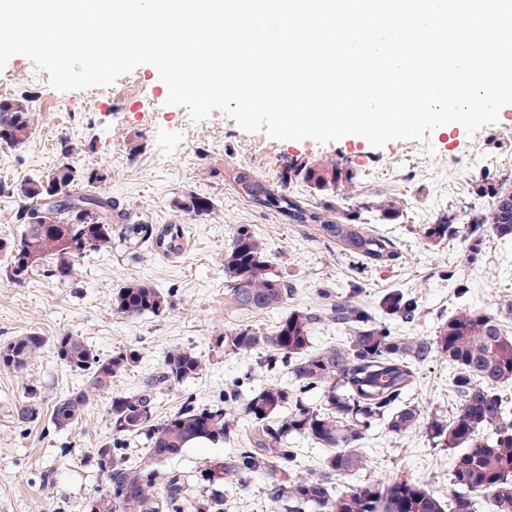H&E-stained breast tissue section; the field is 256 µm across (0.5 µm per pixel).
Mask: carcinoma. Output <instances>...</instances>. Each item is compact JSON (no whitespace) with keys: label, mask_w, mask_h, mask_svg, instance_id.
Here are the masks:
<instances>
[{"label":"carcinoma","mask_w":512,"mask_h":512,"mask_svg":"<svg viewBox=\"0 0 512 512\" xmlns=\"http://www.w3.org/2000/svg\"><path fill=\"white\" fill-rule=\"evenodd\" d=\"M33 113L29 98L0 99V145L19 147L32 134ZM80 147L68 139L60 143L62 160L44 176L28 179L11 189L16 199L15 222L23 225L19 238L5 253L6 281L24 283L40 266L57 280H69L79 261L112 245V225L124 224L125 241L145 243L158 253L176 252L184 228L168 224L158 228L117 206L101 195L108 173L81 169L74 162ZM300 179L317 191L339 190L351 181L339 162L296 161L286 180ZM236 181L258 207L279 214L289 224H314L321 236L336 242L343 254L372 264H387L399 256L396 243L371 233L346 217L333 218L285 190L273 191L251 170L241 167ZM512 190L492 188L493 202L485 213L472 218L469 236L477 254L487 232L512 239ZM57 197L52 208L43 201ZM186 215L211 210L210 198L186 194L174 201ZM458 233L453 218L446 216L424 228L425 237L441 243ZM224 282L230 303L237 311L263 312L280 308L291 285L270 258L265 243L246 225L238 227L224 248ZM112 310L128 317L159 316L171 306L168 296L148 282L131 281L112 295ZM379 309L389 319L412 320L418 311L415 297L401 290L387 292ZM345 325L347 344L311 349L312 325L320 320ZM47 343L38 332L17 336L0 346V367L20 373ZM226 352L259 351L263 365L272 370L288 368L295 388L271 383L254 391L241 406L252 432L245 448H237L224 460L194 474L170 467L184 448L201 439L229 441L233 419L226 405L237 401L236 387L224 391V404L200 408L186 401L171 416H153L155 395L194 377L202 368L188 348L168 351L155 375L135 392L112 395L109 418L112 440L95 449L96 464L106 482L99 499L112 503L111 512H224V499L193 494V485L218 481L230 485L248 474L268 475L267 494L285 512H477L483 502L487 512H512V407L504 388L512 384V336L498 314L463 308L439 327L433 339H402L392 335L365 307L345 299L318 313L294 309L267 332L249 325L226 328L215 339ZM57 358L85 377V385L57 398L50 421L64 430L78 426L94 396L112 387V378L137 361L134 350L108 357L94 354L84 339L64 333L52 339ZM443 356L454 369L453 388L460 399L449 419L434 417L427 423L432 438L459 453L453 455L449 482L452 497L443 502L410 479L369 482L335 494V480L364 466L358 443L374 422L394 432L419 423L420 411L402 403L415 380L414 366ZM321 391L320 407L304 402L302 394ZM288 415L283 416V409ZM41 415L34 403L19 406L17 420L34 423ZM302 435L320 448H333L317 476L295 473L298 453L286 447V438ZM142 435L148 447L133 458L122 442Z\"/></svg>","instance_id":"obj_1"}]
</instances>
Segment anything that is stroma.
Wrapping results in <instances>:
<instances>
[{
  "label": "stroma",
  "mask_w": 512,
  "mask_h": 512,
  "mask_svg": "<svg viewBox=\"0 0 512 512\" xmlns=\"http://www.w3.org/2000/svg\"><path fill=\"white\" fill-rule=\"evenodd\" d=\"M0 76L8 80L6 96L29 95L34 116L28 143L0 146V241L22 231L14 222L10 188L55 167L65 139L81 145L79 165L108 171L103 190L120 206L160 227H185L182 248L174 254L131 248L117 232L111 247L86 257L69 281L40 269L19 286L0 281V344L29 331L48 338L69 332L100 356L129 348L139 355L131 370L113 378L111 392L95 396L82 425L65 431L50 423L51 406L83 379L57 360L52 346L37 353L22 373L0 369V512H89L105 489L93 451L112 437V393L138 389L171 349H193L202 370L157 393L159 419L188 399L201 407L223 400L225 387L234 382L243 399L272 382L289 384L286 370L267 371L257 354L218 349L215 339L224 328L248 324L269 330L289 310H319L348 297L374 309L383 294L400 288L416 297L419 312L410 322L389 320L393 335L434 338L463 304L502 314L512 333V240L487 235L477 258L467 257L471 218L492 203L489 195L478 194V185L512 187V108L503 120L472 134L456 126L434 130L425 143L392 140L376 148L365 140L278 141L242 130L219 110L192 122L186 108L167 105V87L150 65L110 86L65 92L50 87L48 73L22 55L12 56ZM298 160L341 163L353 176L348 191L318 193L299 180L284 183L289 165ZM241 166L269 188H288L331 216L363 212L368 230L396 243L399 260L363 263L321 238L314 225L288 224L256 207L233 179ZM189 192L211 198L213 212L200 217L179 212L173 201ZM386 199L396 201L398 217L372 212V205ZM446 215L453 216L458 234L439 244L429 241L425 225ZM242 224L262 239L294 288L278 309L243 315L228 303L224 249ZM133 280L171 293L172 307L159 316L113 311V292ZM460 282L469 287L463 300L455 295ZM449 375L447 359L438 356L417 366L404 402L420 410L419 424L402 433L373 424L360 443L363 468L337 478V493L366 481L405 477L440 498L450 495L451 453L434 447L427 436L430 418L451 417L458 408ZM30 400L40 406V419L18 423L17 407ZM266 482L257 472L232 487L219 482L215 488L225 493L226 512H282L267 500Z\"/></svg>",
  "instance_id": "obj_1"
}]
</instances>
